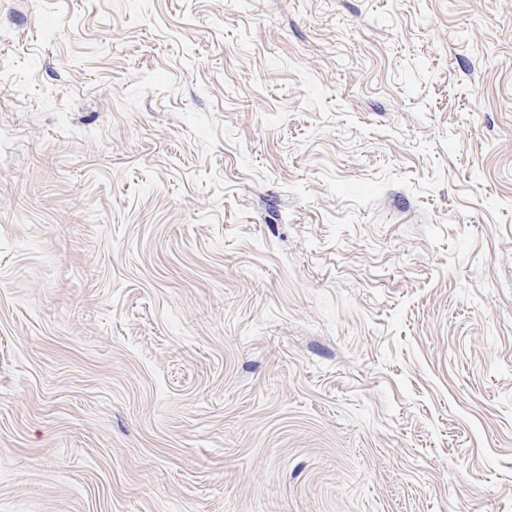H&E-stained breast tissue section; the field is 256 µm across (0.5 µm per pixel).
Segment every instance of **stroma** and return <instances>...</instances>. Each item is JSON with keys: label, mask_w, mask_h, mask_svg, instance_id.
<instances>
[{"label": "stroma", "mask_w": 512, "mask_h": 512, "mask_svg": "<svg viewBox=\"0 0 512 512\" xmlns=\"http://www.w3.org/2000/svg\"><path fill=\"white\" fill-rule=\"evenodd\" d=\"M0 512H512V0H0Z\"/></svg>", "instance_id": "35a3bbf8"}]
</instances>
